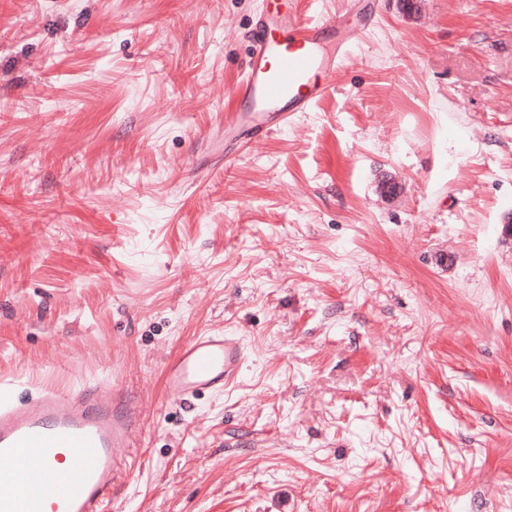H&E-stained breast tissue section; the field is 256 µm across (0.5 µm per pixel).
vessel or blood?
Returning a JSON list of instances; mask_svg holds the SVG:
<instances>
[{"instance_id":"b4317fda","label":"vessel or blood","mask_w":512,"mask_h":512,"mask_svg":"<svg viewBox=\"0 0 512 512\" xmlns=\"http://www.w3.org/2000/svg\"><path fill=\"white\" fill-rule=\"evenodd\" d=\"M354 40L337 37L330 23L257 16L246 75L234 88L238 106L226 116L225 161L329 95ZM245 360L238 337H193L166 364L165 391L182 401L222 392ZM137 415L136 401L113 389H47L22 402L0 386V460L14 464L0 472V512H104L115 497L116 451L131 447Z\"/></svg>"}]
</instances>
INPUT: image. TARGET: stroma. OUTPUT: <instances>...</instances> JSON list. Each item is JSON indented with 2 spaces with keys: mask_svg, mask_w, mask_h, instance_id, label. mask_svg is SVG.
Masks as SVG:
<instances>
[{
  "mask_svg": "<svg viewBox=\"0 0 512 512\" xmlns=\"http://www.w3.org/2000/svg\"><path fill=\"white\" fill-rule=\"evenodd\" d=\"M266 8L0 0V382L138 393L106 512H512V0H378L228 163ZM214 331L237 382L168 397ZM246 358L245 346L236 336H195L166 364L165 391L181 401L224 392L239 377Z\"/></svg>",
  "mask_w": 512,
  "mask_h": 512,
  "instance_id": "1",
  "label": "stroma"
}]
</instances>
